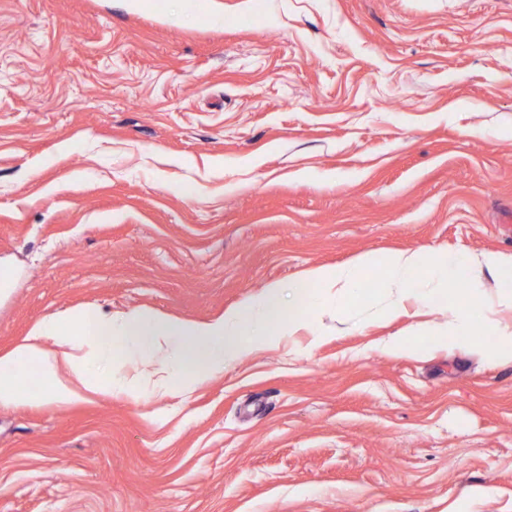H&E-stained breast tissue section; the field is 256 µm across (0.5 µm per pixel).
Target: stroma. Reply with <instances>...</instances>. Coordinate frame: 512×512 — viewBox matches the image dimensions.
I'll return each mask as SVG.
<instances>
[{"mask_svg":"<svg viewBox=\"0 0 512 512\" xmlns=\"http://www.w3.org/2000/svg\"><path fill=\"white\" fill-rule=\"evenodd\" d=\"M510 211L512 0H0V352L273 285L323 329L189 389L0 408V512H512V361L449 347L448 309L297 292L366 254L510 259Z\"/></svg>","mask_w":512,"mask_h":512,"instance_id":"1","label":"stroma"}]
</instances>
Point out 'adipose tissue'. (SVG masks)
Masks as SVG:
<instances>
[{
  "mask_svg": "<svg viewBox=\"0 0 512 512\" xmlns=\"http://www.w3.org/2000/svg\"><path fill=\"white\" fill-rule=\"evenodd\" d=\"M283 319L289 331L302 326L296 316H284L275 287L259 303L210 322L154 311L107 316L87 308L71 318L37 324L0 355V407L42 402L66 406L115 388L149 391L166 387L183 372L199 382L261 345L264 328ZM51 338L57 350L47 348ZM119 356L143 364V371L133 376L112 373V360Z\"/></svg>",
  "mask_w": 512,
  "mask_h": 512,
  "instance_id": "1",
  "label": "adipose tissue"
}]
</instances>
